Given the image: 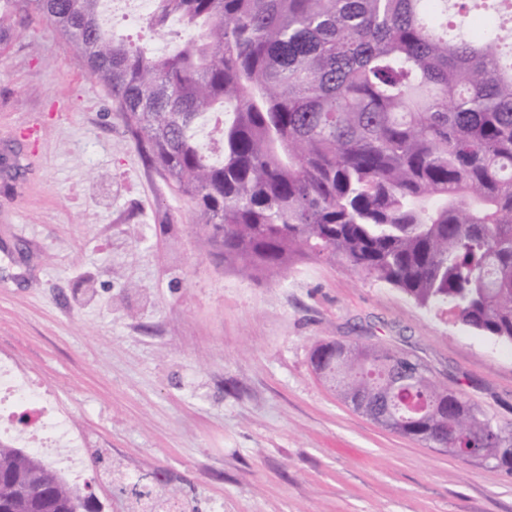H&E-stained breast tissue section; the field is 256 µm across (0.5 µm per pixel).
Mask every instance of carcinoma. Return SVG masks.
Wrapping results in <instances>:
<instances>
[{
    "mask_svg": "<svg viewBox=\"0 0 512 512\" xmlns=\"http://www.w3.org/2000/svg\"><path fill=\"white\" fill-rule=\"evenodd\" d=\"M104 0H0L77 51L150 165L200 214L198 231L247 278L332 257L417 305L512 344V0H152L158 54L117 39ZM220 134L214 157L199 130ZM407 353L326 342L350 393L390 403L391 431L512 473V429L430 375L400 382ZM0 444V505L87 512L80 489L25 476ZM154 508L153 481L116 470ZM50 488L51 503L39 485Z\"/></svg>",
    "mask_w": 512,
    "mask_h": 512,
    "instance_id": "obj_1",
    "label": "carcinoma"
}]
</instances>
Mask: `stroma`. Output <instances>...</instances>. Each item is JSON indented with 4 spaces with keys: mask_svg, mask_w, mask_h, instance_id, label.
<instances>
[{
    "mask_svg": "<svg viewBox=\"0 0 512 512\" xmlns=\"http://www.w3.org/2000/svg\"><path fill=\"white\" fill-rule=\"evenodd\" d=\"M0 355L86 441L84 485L129 512L113 465L188 512H512V474L393 433L314 371L321 343L409 353L512 428V344L333 258L249 280L198 232L72 46L0 16Z\"/></svg>",
    "mask_w": 512,
    "mask_h": 512,
    "instance_id": "1",
    "label": "stroma"
}]
</instances>
